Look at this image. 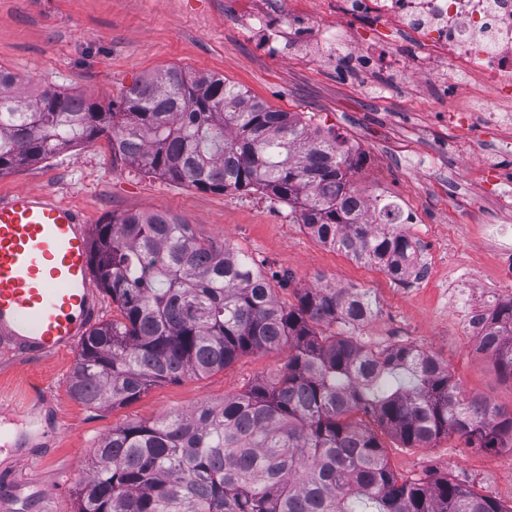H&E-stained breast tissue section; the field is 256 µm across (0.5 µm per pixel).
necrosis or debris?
Here are the masks:
<instances>
[{
    "label": "necrosis or debris",
    "instance_id": "necrosis-or-debris-1",
    "mask_svg": "<svg viewBox=\"0 0 512 512\" xmlns=\"http://www.w3.org/2000/svg\"><path fill=\"white\" fill-rule=\"evenodd\" d=\"M343 12L363 19L371 30L401 28L416 50L394 64L397 77L432 79L443 72H473L496 92L493 107L478 113L482 134L495 135L512 153V0H338ZM475 274L450 279L465 335L482 343L500 295L477 287Z\"/></svg>",
    "mask_w": 512,
    "mask_h": 512
}]
</instances>
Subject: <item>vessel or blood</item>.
<instances>
[{
    "instance_id": "vessel-or-blood-1",
    "label": "vessel or blood",
    "mask_w": 512,
    "mask_h": 512,
    "mask_svg": "<svg viewBox=\"0 0 512 512\" xmlns=\"http://www.w3.org/2000/svg\"><path fill=\"white\" fill-rule=\"evenodd\" d=\"M101 309L82 212L45 191L0 197V343L31 359L76 348Z\"/></svg>"
}]
</instances>
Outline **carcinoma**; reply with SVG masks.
<instances>
[{
    "instance_id": "1",
    "label": "carcinoma",
    "mask_w": 512,
    "mask_h": 512,
    "mask_svg": "<svg viewBox=\"0 0 512 512\" xmlns=\"http://www.w3.org/2000/svg\"><path fill=\"white\" fill-rule=\"evenodd\" d=\"M0 66V174L108 140L145 174L200 189L261 191L301 211L322 244L402 282L415 244L389 203L365 214L351 150L217 75L169 68L106 109L44 88L30 97ZM91 272L120 317L91 328L71 395L120 407L150 387L288 349L272 378L191 412L112 429L76 489V512H512L445 476L404 479L379 433L406 448L448 434L512 449V412L465 396L436 359L350 330L375 301L363 288H304L283 303L241 250L162 213L124 212L90 236ZM337 332H325L332 325ZM512 380V333H488Z\"/></svg>"
}]
</instances>
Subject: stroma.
Instances as JSON below:
<instances>
[{"label":"stroma","mask_w":512,"mask_h":512,"mask_svg":"<svg viewBox=\"0 0 512 512\" xmlns=\"http://www.w3.org/2000/svg\"><path fill=\"white\" fill-rule=\"evenodd\" d=\"M264 0H0V65L31 95L51 86L101 106L117 104L139 80L171 67L193 77L218 75L271 108L298 112L323 134L340 137L356 163L352 180L372 196L395 200L413 216L411 234L443 245L428 283L404 289L383 271L316 241L298 212L258 192H206L187 183L136 172L114 158L106 139L78 146L0 175V195L16 189L50 190L83 209L90 224L123 212H159L193 224L203 236L233 244L261 263L265 275L288 272L278 296L292 303L304 288H365L375 316L357 329L379 346L407 344L434 355L467 395L512 410V381L464 336L448 280L471 270L478 285L507 282L483 237L486 224H511L482 193L485 166H512L490 136L473 126L438 123L437 110H479L493 104L489 91L462 73L451 74L453 94L435 85L394 80L389 59L410 51L393 28L362 41L361 24L341 14L334 50L291 38L282 12L250 17ZM382 57L375 70H358L351 48ZM76 351L31 360L0 348V448L33 398L48 408L51 433L18 472L23 483L10 512H75L74 492L91 467L93 450L112 428L189 412L242 392L275 373L284 351L240 356L224 370L151 387L136 401L98 408L69 391ZM392 470L402 477L430 474L470 485L512 504V452L479 451L464 438L443 436L424 448H406L383 436Z\"/></svg>","instance_id":"35a3bbf8"}]
</instances>
